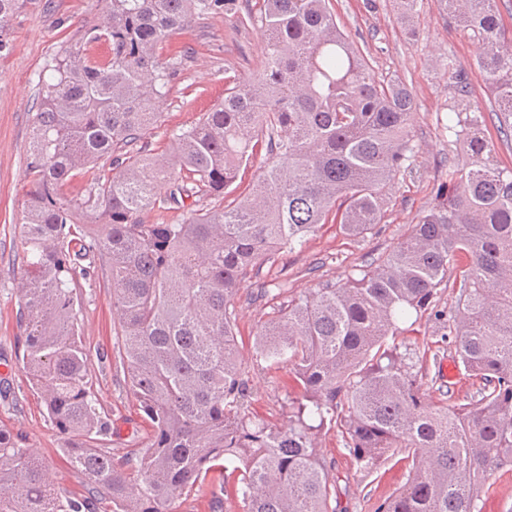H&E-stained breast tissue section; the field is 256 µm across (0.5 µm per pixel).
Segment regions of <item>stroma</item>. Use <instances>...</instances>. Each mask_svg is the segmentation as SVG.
<instances>
[{
  "mask_svg": "<svg viewBox=\"0 0 512 512\" xmlns=\"http://www.w3.org/2000/svg\"><path fill=\"white\" fill-rule=\"evenodd\" d=\"M377 4L376 10L368 12L362 0H332L343 31L366 38L364 52L376 74L399 79L414 96L413 170L399 179L384 222L374 232L350 237L338 225L325 224L309 236L303 250L280 252L276 265L264 269L263 276L271 285L287 283L292 295L326 281L339 282L365 255L389 251L436 205L437 186L447 181L449 169L468 163L463 144L453 142L448 131L449 106L457 104L467 112L482 113V130L494 148L495 163L512 168V141L504 140L498 131L495 106L477 65L478 47L447 18L439 0H420L410 34L398 22L389 0H377ZM98 21V0H26L0 34L7 44L0 51V426L23 434L53 469L59 487L73 495L87 494V481L65 463L61 452L64 439L49 424L19 361L18 226L23 222L25 168L39 107V76ZM167 49L183 52L184 60L159 103L160 119L150 138L155 150L167 145L171 132L194 124L223 97L225 70L248 74L259 68L265 40L260 24L244 27L231 14L205 15L175 34ZM450 57L469 77L471 93L462 99L456 98L441 67ZM95 279L93 286L77 291L88 368L106 415L123 433L134 430L144 439L150 427L128 390L117 355L112 283L102 271L96 272ZM253 290V285L243 284L235 298L246 354L252 351L257 322L267 319L271 311L270 305L250 302ZM249 378L254 415L272 425L285 423V401L302 393L294 375L284 369L272 377L255 367ZM320 451L334 466L340 504L348 512H371V505L399 491L408 480V464L395 459L364 475L332 429L322 433Z\"/></svg>",
  "mask_w": 512,
  "mask_h": 512,
  "instance_id": "1",
  "label": "stroma"
}]
</instances>
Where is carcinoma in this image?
Segmentation results:
<instances>
[{"instance_id": "cac0c4a2", "label": "carcinoma", "mask_w": 512, "mask_h": 512, "mask_svg": "<svg viewBox=\"0 0 512 512\" xmlns=\"http://www.w3.org/2000/svg\"><path fill=\"white\" fill-rule=\"evenodd\" d=\"M330 2L255 0L241 13L236 0H101L100 22L42 78L20 225V360L92 492L62 493L26 439L0 426V512H173L205 480L215 492L232 486L241 512H338L318 445L328 427L363 471L396 457L409 464V481L374 512H481L489 479L512 467V169L491 162L481 116L453 107L448 131L468 166L448 172L407 236L340 284L256 293L273 316L253 334V360L269 373L291 368L302 395L284 405L281 426L247 411L238 290L323 224L372 232L410 172L412 93L376 75ZM418 2L392 0L398 19L410 21ZM497 2L441 0L478 46L499 133L511 139L512 37ZM23 6L0 0V33ZM220 13L243 25L259 16L265 61L224 77V98L153 153L154 103L181 63L176 53L161 61L159 49L196 17ZM99 41L102 61L86 52ZM444 71L467 96L454 59ZM262 151L266 165L242 185ZM78 175L86 187L70 196ZM232 187L240 193L227 204ZM193 195L182 223L145 220ZM98 261L113 285L128 389L151 428L141 444L130 435L120 461L93 447L121 429L89 377L75 301ZM442 291L452 307L439 306ZM425 315L435 341L418 338ZM448 343L466 404L441 387Z\"/></svg>"}]
</instances>
